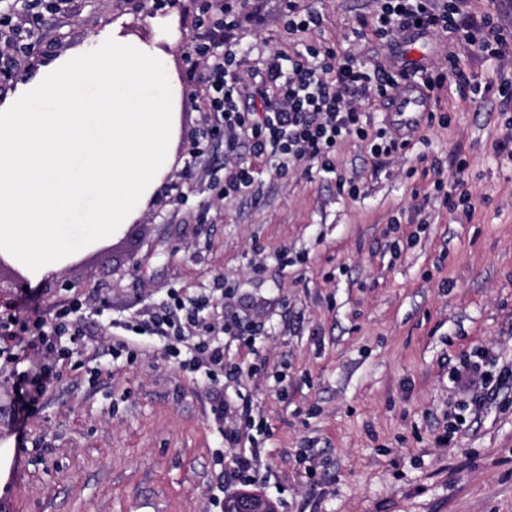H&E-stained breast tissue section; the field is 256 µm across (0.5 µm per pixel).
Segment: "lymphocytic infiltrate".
Segmentation results:
<instances>
[{"mask_svg":"<svg viewBox=\"0 0 512 512\" xmlns=\"http://www.w3.org/2000/svg\"><path fill=\"white\" fill-rule=\"evenodd\" d=\"M259 2L244 0L243 7L235 9L226 0H206L200 21L203 37L194 47L200 66L191 69L189 80L203 111L222 128L228 153L245 147L254 155L274 158L277 175H287L290 165L300 162L334 171L336 148L350 137L368 142L377 156L407 151L411 141L398 128L375 129L364 122L363 102L392 98L406 84L421 85L433 98L450 80L463 96L481 88L453 52L433 74L393 71L367 63L329 41L305 44L291 56L279 49L269 51L252 68L250 78H243L236 32L243 20L261 23ZM372 30L388 44L400 35L422 38L448 33L456 44L479 46L492 57L512 54V31L492 16L464 15L460 0H380ZM68 312V318L55 322L40 318L22 322L14 309L0 311V356L13 366L18 413L37 406L53 383L62 337L71 336L77 348L85 344L79 328L81 305L70 306ZM197 327L193 315L178 303L141 314L136 331L163 341L185 367L213 384L224 365V348L209 337L196 336ZM32 348L46 357L33 375L22 368Z\"/></svg>","mask_w":512,"mask_h":512,"instance_id":"1","label":"lymphocytic infiltrate"}]
</instances>
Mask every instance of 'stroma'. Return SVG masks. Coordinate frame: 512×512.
<instances>
[{
    "mask_svg": "<svg viewBox=\"0 0 512 512\" xmlns=\"http://www.w3.org/2000/svg\"><path fill=\"white\" fill-rule=\"evenodd\" d=\"M204 2L71 0L37 18L17 13L31 38L7 63L0 104L116 26L166 45L182 97L173 164L139 217L39 280L0 266L2 302L49 320L77 300L98 311L83 324L87 346L59 361L55 388L28 420L0 372V441L24 443L0 483V512H224L243 488L280 512H512V378L477 406L453 383L466 362L493 378L512 368V161L498 150L507 134L498 97L464 98L448 84L449 125L419 126L412 149L387 159L347 139L333 172L301 165L283 179L267 158L248 157L256 192L223 201L214 184L224 135L203 133L188 83L195 57L179 42L198 36ZM298 4L321 13L323 27L290 34L281 0H266L264 25L237 34L241 72L305 40L431 71L454 45L434 33L389 47L368 27L349 39L374 0ZM458 55L481 83L512 75V55ZM423 154L442 160L449 188L455 155L466 157L471 215L444 205ZM341 176L356 196L339 191ZM174 298L232 326L220 341L237 372L218 391L158 339L129 331L128 351L112 350L110 320ZM219 399L229 409L221 419ZM230 427L237 437H225ZM254 448L252 478L227 484L234 457Z\"/></svg>",
    "mask_w": 512,
    "mask_h": 512,
    "instance_id": "obj_1",
    "label": "stroma"
}]
</instances>
